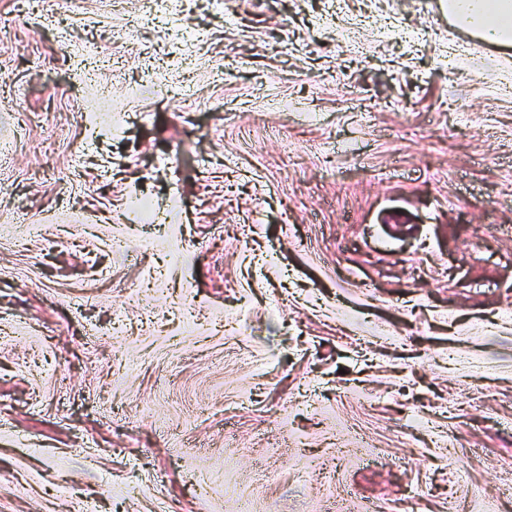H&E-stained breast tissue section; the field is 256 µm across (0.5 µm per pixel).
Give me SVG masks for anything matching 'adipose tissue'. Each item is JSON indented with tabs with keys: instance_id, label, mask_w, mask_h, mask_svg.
Wrapping results in <instances>:
<instances>
[{
	"instance_id": "1",
	"label": "adipose tissue",
	"mask_w": 512,
	"mask_h": 512,
	"mask_svg": "<svg viewBox=\"0 0 512 512\" xmlns=\"http://www.w3.org/2000/svg\"><path fill=\"white\" fill-rule=\"evenodd\" d=\"M455 22L479 31L486 42L512 45V0H448Z\"/></svg>"
}]
</instances>
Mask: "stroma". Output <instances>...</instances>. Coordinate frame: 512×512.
I'll return each mask as SVG.
<instances>
[{
  "label": "stroma",
  "instance_id": "obj_1",
  "mask_svg": "<svg viewBox=\"0 0 512 512\" xmlns=\"http://www.w3.org/2000/svg\"><path fill=\"white\" fill-rule=\"evenodd\" d=\"M51 3L0 0V512H512V51L445 0H187L198 46Z\"/></svg>",
  "mask_w": 512,
  "mask_h": 512
}]
</instances>
